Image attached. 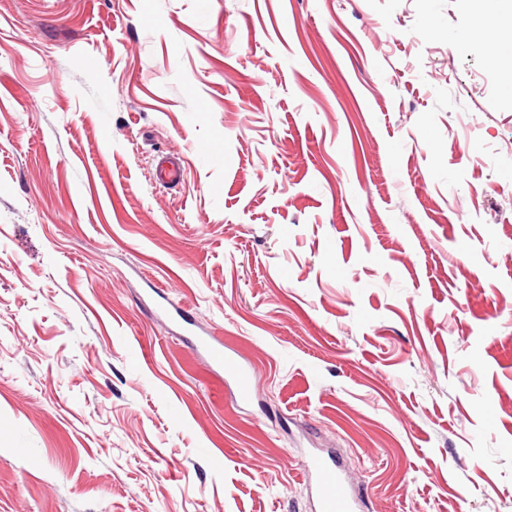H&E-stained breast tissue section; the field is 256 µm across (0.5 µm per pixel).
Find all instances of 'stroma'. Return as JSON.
<instances>
[{"label": "stroma", "mask_w": 512, "mask_h": 512, "mask_svg": "<svg viewBox=\"0 0 512 512\" xmlns=\"http://www.w3.org/2000/svg\"><path fill=\"white\" fill-rule=\"evenodd\" d=\"M477 23L0 0V512H311L314 448L374 512H512V100ZM182 176L181 159L175 154H161L153 162V179L156 186L170 188ZM199 343L206 349L218 369L223 370L224 380L234 384L238 391L239 399L247 402L252 398L255 381L250 369L236 357L224 352L221 341L211 338L200 339Z\"/></svg>", "instance_id": "obj_1"}]
</instances>
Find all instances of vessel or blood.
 Returning a JSON list of instances; mask_svg holds the SVG:
<instances>
[{
    "instance_id": "1",
    "label": "vessel or blood",
    "mask_w": 512,
    "mask_h": 512,
    "mask_svg": "<svg viewBox=\"0 0 512 512\" xmlns=\"http://www.w3.org/2000/svg\"><path fill=\"white\" fill-rule=\"evenodd\" d=\"M182 176L181 159L175 154H162L153 162V179L156 186L170 188L177 185ZM225 381L234 384L241 401H249L255 381L250 369L224 350L216 339L201 342ZM306 477L311 482V495L315 512H361V500L349 482L341 461L319 452L311 453L306 463Z\"/></svg>"
}]
</instances>
